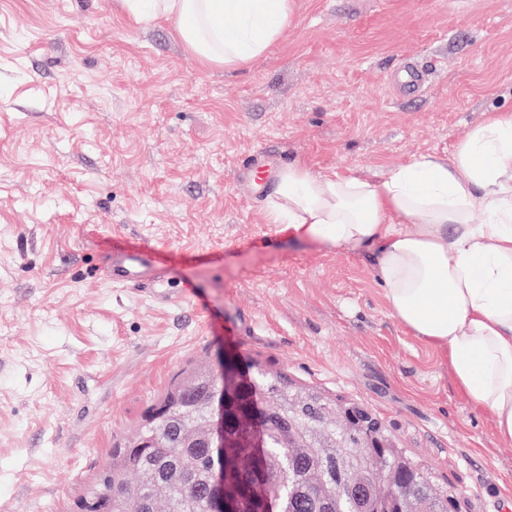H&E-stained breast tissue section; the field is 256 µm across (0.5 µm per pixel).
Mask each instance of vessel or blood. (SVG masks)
<instances>
[{
    "instance_id": "1",
    "label": "vessel or blood",
    "mask_w": 512,
    "mask_h": 512,
    "mask_svg": "<svg viewBox=\"0 0 512 512\" xmlns=\"http://www.w3.org/2000/svg\"><path fill=\"white\" fill-rule=\"evenodd\" d=\"M109 279L118 286L134 288L166 304L189 303L195 307L205 304L202 288L187 286L174 288L169 277L163 275L153 263L148 248L119 249L113 252L109 266Z\"/></svg>"
}]
</instances>
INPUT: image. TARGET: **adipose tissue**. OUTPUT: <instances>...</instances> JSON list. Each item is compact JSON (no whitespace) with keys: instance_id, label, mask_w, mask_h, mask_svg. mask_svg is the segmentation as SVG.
Here are the masks:
<instances>
[{"instance_id":"1","label":"adipose tissue","mask_w":512,"mask_h":512,"mask_svg":"<svg viewBox=\"0 0 512 512\" xmlns=\"http://www.w3.org/2000/svg\"><path fill=\"white\" fill-rule=\"evenodd\" d=\"M121 5L134 23L172 22L192 52L228 69L264 55L293 14V0ZM264 216L299 238L375 248L393 316L447 358L456 389L512 440V109L488 113L449 154L421 155L376 180L288 164Z\"/></svg>"}]
</instances>
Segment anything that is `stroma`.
<instances>
[{"instance_id": "stroma-1", "label": "stroma", "mask_w": 512, "mask_h": 512, "mask_svg": "<svg viewBox=\"0 0 512 512\" xmlns=\"http://www.w3.org/2000/svg\"><path fill=\"white\" fill-rule=\"evenodd\" d=\"M421 84L407 88L404 68ZM512 109V0H295L241 70L116 0H0V512H77L188 365L231 355L365 407L448 512H512V440L392 315L372 253L267 223L268 168L375 179ZM151 247L218 316L102 274Z\"/></svg>"}]
</instances>
